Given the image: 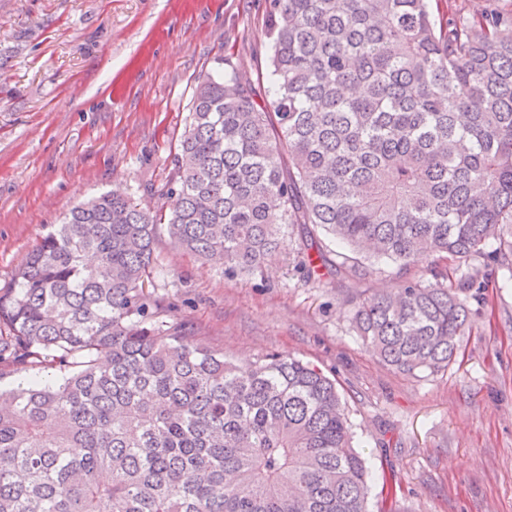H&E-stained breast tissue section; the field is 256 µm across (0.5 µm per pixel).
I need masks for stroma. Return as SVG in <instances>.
Wrapping results in <instances>:
<instances>
[{
  "instance_id": "35a3bbf8",
  "label": "stroma",
  "mask_w": 512,
  "mask_h": 512,
  "mask_svg": "<svg viewBox=\"0 0 512 512\" xmlns=\"http://www.w3.org/2000/svg\"><path fill=\"white\" fill-rule=\"evenodd\" d=\"M268 12V0H0V285L81 201L165 204L197 77L221 57L266 93ZM296 245L263 275L228 278L163 233L165 275L145 292L237 364L289 355L335 379L381 475L368 512H512V284L487 288L448 370L402 374L350 324L355 301L400 280H304Z\"/></svg>"
}]
</instances>
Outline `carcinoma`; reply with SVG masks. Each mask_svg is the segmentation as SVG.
Instances as JSON below:
<instances>
[{"label": "carcinoma", "mask_w": 512, "mask_h": 512, "mask_svg": "<svg viewBox=\"0 0 512 512\" xmlns=\"http://www.w3.org/2000/svg\"><path fill=\"white\" fill-rule=\"evenodd\" d=\"M438 2L270 0L269 95L222 57L197 78L166 207L102 194L31 250L0 288V368L62 377L0 389V512H367L336 383L290 356L239 366L144 289L163 230L227 277L296 233L307 280L313 248L402 279L352 309L379 361L447 369L481 266L512 267L487 250L512 240V9Z\"/></svg>", "instance_id": "cac0c4a2"}]
</instances>
